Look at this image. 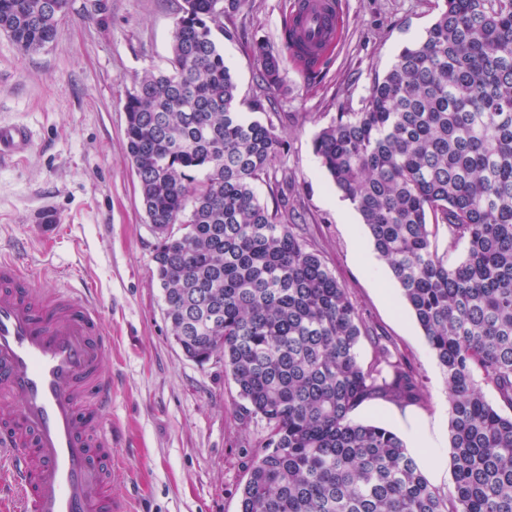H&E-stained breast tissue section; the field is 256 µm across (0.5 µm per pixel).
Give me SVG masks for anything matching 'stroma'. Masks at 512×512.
Returning a JSON list of instances; mask_svg holds the SVG:
<instances>
[{"label": "stroma", "instance_id": "1", "mask_svg": "<svg viewBox=\"0 0 512 512\" xmlns=\"http://www.w3.org/2000/svg\"><path fill=\"white\" fill-rule=\"evenodd\" d=\"M69 0L55 40L25 54L0 35V123H21L32 147L0 162V250L20 248L40 291L93 283L112 345V498L122 512H239V489L265 443L219 359L186 358L164 318L137 177L125 154L124 104L138 77L165 66L183 0ZM338 43L315 69L291 57L285 30L297 0H246L224 17V61L245 105L284 150L256 192L294 224L347 288L363 318L410 362L424 393L405 408L377 399L355 420L401 431L447 422L442 370L358 212L313 151L337 113L362 107L375 78L432 23L436 0H336ZM284 60L282 84L260 90L255 43Z\"/></svg>", "mask_w": 512, "mask_h": 512}]
</instances>
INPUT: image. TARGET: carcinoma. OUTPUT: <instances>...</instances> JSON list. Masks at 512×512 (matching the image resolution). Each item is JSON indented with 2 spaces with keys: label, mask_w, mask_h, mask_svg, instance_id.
Returning a JSON list of instances; mask_svg holds the SVG:
<instances>
[{
  "label": "carcinoma",
  "mask_w": 512,
  "mask_h": 512,
  "mask_svg": "<svg viewBox=\"0 0 512 512\" xmlns=\"http://www.w3.org/2000/svg\"><path fill=\"white\" fill-rule=\"evenodd\" d=\"M245 3L183 0L167 66L145 70L125 104L148 224L182 227L153 255L170 332L190 360H223L267 429L239 512H512V0H442L364 105L313 141L444 374L446 493L390 427L352 418L368 400L407 405L424 393L256 193L284 143L240 112L224 63L221 18ZM67 6L0 0V33L37 52ZM253 54L262 84L278 87L281 57L262 42ZM442 226L448 251L466 245L458 262L434 245Z\"/></svg>",
  "instance_id": "1"
}]
</instances>
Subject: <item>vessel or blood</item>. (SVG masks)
Listing matches in <instances>:
<instances>
[{"instance_id":"vessel-or-blood-1","label":"vessel or blood","mask_w":512,"mask_h":512,"mask_svg":"<svg viewBox=\"0 0 512 512\" xmlns=\"http://www.w3.org/2000/svg\"><path fill=\"white\" fill-rule=\"evenodd\" d=\"M335 0H301L290 20L309 62L336 43ZM24 125H0V158L26 153ZM112 334L92 286L39 296L15 254L0 252V492L13 512H114Z\"/></svg>"}]
</instances>
